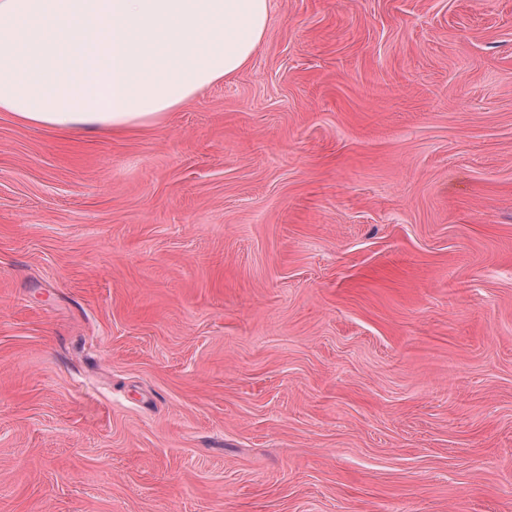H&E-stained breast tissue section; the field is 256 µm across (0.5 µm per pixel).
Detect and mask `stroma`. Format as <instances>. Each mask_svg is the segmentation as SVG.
I'll use <instances>...</instances> for the list:
<instances>
[{"mask_svg": "<svg viewBox=\"0 0 512 512\" xmlns=\"http://www.w3.org/2000/svg\"><path fill=\"white\" fill-rule=\"evenodd\" d=\"M0 512H512V0H272L158 125L0 112Z\"/></svg>", "mask_w": 512, "mask_h": 512, "instance_id": "35a3bbf8", "label": "stroma"}]
</instances>
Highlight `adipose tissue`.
Instances as JSON below:
<instances>
[{
  "mask_svg": "<svg viewBox=\"0 0 512 512\" xmlns=\"http://www.w3.org/2000/svg\"><path fill=\"white\" fill-rule=\"evenodd\" d=\"M272 0H0V112L113 134L166 119L235 75Z\"/></svg>",
  "mask_w": 512,
  "mask_h": 512,
  "instance_id": "1",
  "label": "adipose tissue"
}]
</instances>
